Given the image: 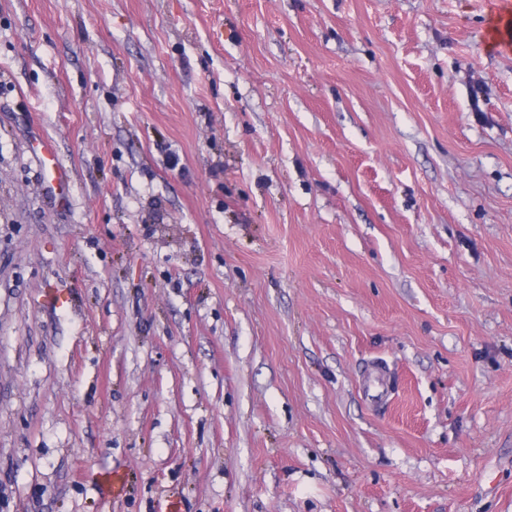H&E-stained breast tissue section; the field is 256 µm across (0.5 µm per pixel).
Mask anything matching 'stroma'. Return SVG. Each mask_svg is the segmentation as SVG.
Returning a JSON list of instances; mask_svg holds the SVG:
<instances>
[{
  "label": "stroma",
  "instance_id": "stroma-1",
  "mask_svg": "<svg viewBox=\"0 0 512 512\" xmlns=\"http://www.w3.org/2000/svg\"><path fill=\"white\" fill-rule=\"evenodd\" d=\"M494 3L0 0V512H512Z\"/></svg>",
  "mask_w": 512,
  "mask_h": 512
}]
</instances>
